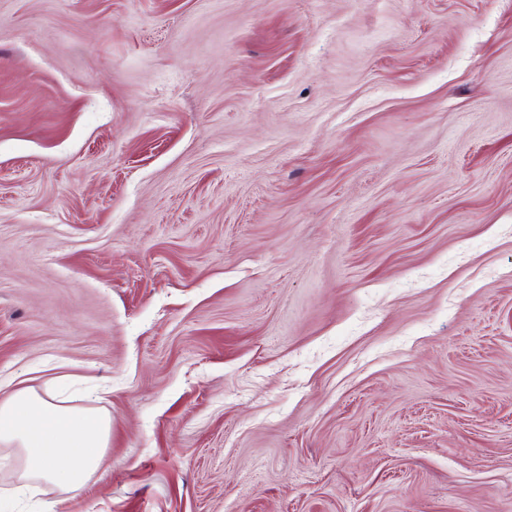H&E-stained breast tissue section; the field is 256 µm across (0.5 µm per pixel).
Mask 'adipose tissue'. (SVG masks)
<instances>
[{
    "mask_svg": "<svg viewBox=\"0 0 512 512\" xmlns=\"http://www.w3.org/2000/svg\"><path fill=\"white\" fill-rule=\"evenodd\" d=\"M111 432L108 414L64 397L22 387L0 399V443L16 448L23 477L63 491L85 485L101 470Z\"/></svg>",
    "mask_w": 512,
    "mask_h": 512,
    "instance_id": "ef3b65f1",
    "label": "adipose tissue"
}]
</instances>
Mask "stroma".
Listing matches in <instances>:
<instances>
[{
  "mask_svg": "<svg viewBox=\"0 0 512 512\" xmlns=\"http://www.w3.org/2000/svg\"><path fill=\"white\" fill-rule=\"evenodd\" d=\"M96 386L0 512H512V0H0V380ZM70 402L30 387L0 399V443L16 448L22 476L62 491L85 485L101 470L112 432L108 414Z\"/></svg>",
  "mask_w": 512,
  "mask_h": 512,
  "instance_id": "obj_1",
  "label": "stroma"
}]
</instances>
